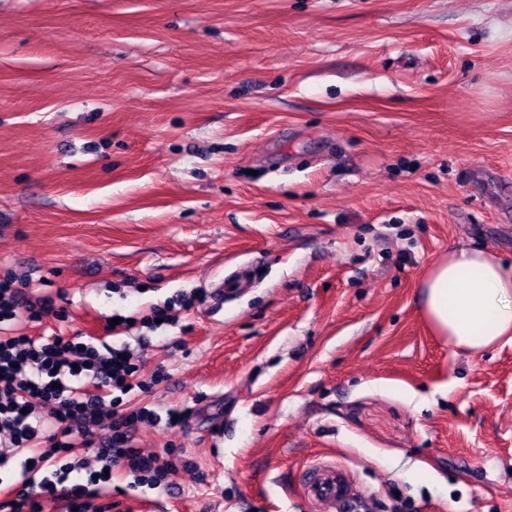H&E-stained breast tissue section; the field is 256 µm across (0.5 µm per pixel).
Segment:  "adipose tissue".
Masks as SVG:
<instances>
[{"label":"adipose tissue","instance_id":"adipose-tissue-1","mask_svg":"<svg viewBox=\"0 0 512 512\" xmlns=\"http://www.w3.org/2000/svg\"><path fill=\"white\" fill-rule=\"evenodd\" d=\"M421 311L458 351L476 355L512 342V266L488 251H450L421 284Z\"/></svg>","mask_w":512,"mask_h":512}]
</instances>
